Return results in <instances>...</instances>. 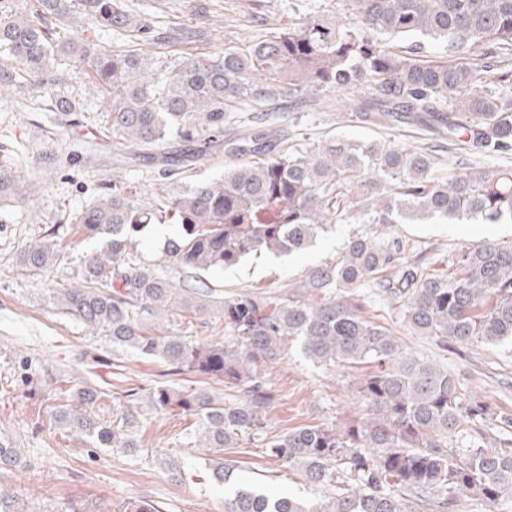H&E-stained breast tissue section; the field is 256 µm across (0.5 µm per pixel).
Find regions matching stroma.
Masks as SVG:
<instances>
[{"mask_svg":"<svg viewBox=\"0 0 512 512\" xmlns=\"http://www.w3.org/2000/svg\"><path fill=\"white\" fill-rule=\"evenodd\" d=\"M344 10V0H133L132 7L133 13L150 18L162 38L163 56L182 63L200 52L216 57L225 47H246L260 33L307 15L339 16ZM57 71L59 99L78 102L77 111H60L35 89L23 103L0 101V166L15 169L25 187H37L35 193L25 190L0 207V437L20 450L15 464L0 466V490L18 494V512H124L136 500L158 502L164 512H224L225 497L245 483L308 495L296 472L254 445L225 452L230 478L216 482L212 453L187 445L192 417L156 413L144 399L138 403L141 447L134 454L91 447L51 417V405L78 384L103 389L99 408L104 414L111 412L114 394L130 387L147 390L163 382L185 392L205 388L218 398L228 394L227 387L196 374L168 375L163 361L112 346L52 305V289L83 283L85 257L98 243L75 235L71 224L105 193L121 153L120 145L105 136L110 125L107 104L91 87L87 65L64 58ZM270 122L300 150L335 136L410 150L424 144L418 128L361 123L351 95L344 92L326 93L307 112L277 105ZM54 225L60 244L56 263L37 272L23 268L22 251ZM357 231V225L339 224L308 252L278 259L251 257L236 268L210 274L209 280L228 295L244 288L280 294L308 269L340 256ZM394 233L441 255L487 240L512 242V224H398ZM366 307L373 320L398 330L408 347L448 365L466 389L512 413L511 341L442 351L428 338L406 331L399 310L385 300L370 297ZM258 372L277 395L268 417L271 433L301 424H340L364 412L354 395L361 368L318 367L293 348L279 364H259ZM170 459L180 461L181 477L170 474Z\"/></svg>","mask_w":512,"mask_h":512,"instance_id":"35a3bbf8","label":"stroma"}]
</instances>
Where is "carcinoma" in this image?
Segmentation results:
<instances>
[{"instance_id":"1","label":"carcinoma","mask_w":512,"mask_h":512,"mask_svg":"<svg viewBox=\"0 0 512 512\" xmlns=\"http://www.w3.org/2000/svg\"><path fill=\"white\" fill-rule=\"evenodd\" d=\"M86 24L135 45L56 39ZM150 30L128 0H32L23 11L0 0V53L9 57L0 65V96L27 88L55 94L54 63L74 56L112 98L110 129L131 158H147L172 137L195 145L193 164L225 145L234 157L224 176L186 190L168 186L146 204L136 182L112 176L108 192L72 224L102 247L85 260L84 285L55 289L53 305L112 346L161 359L173 375L188 371L240 391L224 402L207 389L184 394L162 385L148 401L159 413L195 418L191 447L221 454L261 443L316 495L309 502L241 488L224 500V512H455L463 497L496 512L512 502V414L465 390L444 365L414 355L362 306L383 292L409 330L442 350L512 339V244L487 241L438 260L391 233L396 224L432 219L512 224V170L481 164L445 177L431 150L336 137L291 150L262 111L224 141L226 105L286 94L299 110L320 92L351 90L363 93L354 106L368 124L413 121L469 157L508 154L512 0H349L340 20L306 16L245 49L195 56L158 77L140 48ZM426 41L444 45L451 60L413 55ZM488 73L496 90L476 92ZM17 183L13 171L0 170V206ZM342 222L374 228L349 237L341 256L311 268L290 291L224 298L204 282L248 257L302 253ZM151 224L181 226L163 252L183 273L179 288L134 256ZM55 234L29 245L22 264L55 263ZM439 261L448 270L436 269ZM161 310L213 314L224 322V340L171 334L151 321ZM293 343L320 366L373 367L355 384L362 417L269 434L276 394L256 368L280 363ZM136 395L122 394L126 401L105 416L101 390L78 387L52 416L96 448L134 451Z\"/></svg>"}]
</instances>
